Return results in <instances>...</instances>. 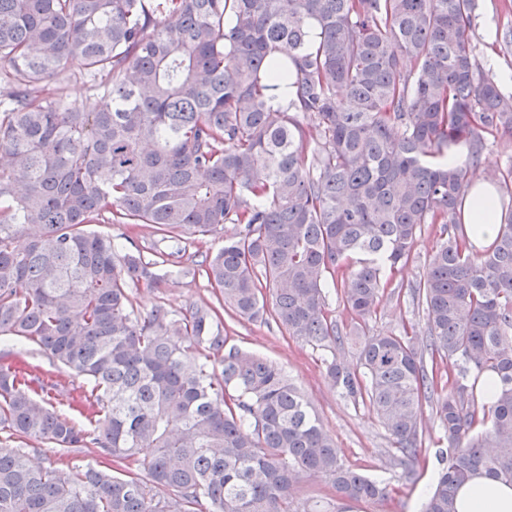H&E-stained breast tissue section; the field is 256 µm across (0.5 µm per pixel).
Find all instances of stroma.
Masks as SVG:
<instances>
[{
  "instance_id": "obj_1",
  "label": "stroma",
  "mask_w": 512,
  "mask_h": 512,
  "mask_svg": "<svg viewBox=\"0 0 512 512\" xmlns=\"http://www.w3.org/2000/svg\"><path fill=\"white\" fill-rule=\"evenodd\" d=\"M479 4L473 37L477 58L483 63L488 56H495L497 66L490 69V76H497L502 70L512 71V53H503L499 41L501 34L512 31V0H479ZM489 22L493 23L498 34L493 42L485 39L484 27ZM94 230L120 243L132 242L148 258L167 249L162 237L143 225L100 223L95 225ZM236 231V225H223L206 237L203 243L189 245L185 253L171 256L164 267L166 277L163 281L141 283L133 288V302L137 311L145 314L162 304L180 317L188 314L196 305L215 301V292L206 279L182 276L180 270L189 262L203 261L207 253L222 247L225 239L232 237ZM436 240L435 226L424 225L410 261L393 279V293L384 295L376 317L370 322L374 331L396 330L404 324L423 329L424 312L413 303L409 288L419 280ZM221 330L228 345L263 357L283 370L317 412L346 465L393 486L394 491L388 500L381 503H351L346 512H419L423 497L430 489V481L437 467L436 457L440 452L436 444L440 432L431 407L423 409L425 437L422 452L414 464L415 478L408 482L402 479L399 469L391 467L386 434L369 409L353 404L327 381L319 351L293 340L276 324L260 320L247 321L226 315L222 318ZM24 360L38 367L40 372L52 376L58 387L52 395V404L59 414L69 415V404L83 387V379L72 375L43 353L25 355Z\"/></svg>"
}]
</instances>
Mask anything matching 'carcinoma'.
I'll list each match as a JSON object with an SVG mask.
<instances>
[{
    "label": "carcinoma",
    "instance_id": "obj_1",
    "mask_svg": "<svg viewBox=\"0 0 512 512\" xmlns=\"http://www.w3.org/2000/svg\"><path fill=\"white\" fill-rule=\"evenodd\" d=\"M476 0H0V337L89 381L59 415L28 364L0 365V512H314L393 492L346 466L280 368L231 348L219 309L255 320L265 293L288 336L322 352L341 394L372 412L411 476L429 403L447 451L423 512H456L478 476L512 484V207L478 248L462 227L512 95L481 67ZM318 30L310 38L311 26ZM106 77L110 103L59 93L67 64ZM322 132L310 145L308 127ZM465 145L469 163L450 167ZM150 224L181 252L239 225L201 264L217 309L135 310L157 260L87 230ZM439 238L413 327L375 332L422 225ZM354 315L341 326L329 289ZM350 347L354 362L338 361ZM220 357L221 377L190 349ZM448 364V377L439 365ZM497 378L492 399L476 383ZM93 447L123 468H35L24 444ZM147 466L152 486L135 467ZM330 494V488L323 477L306 476L298 484L300 501H318Z\"/></svg>",
    "mask_w": 512,
    "mask_h": 512
}]
</instances>
